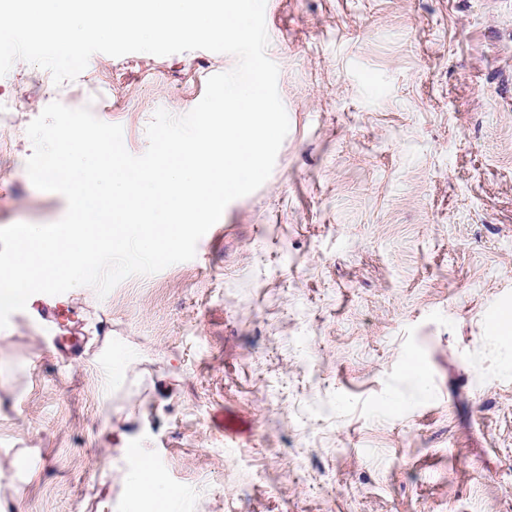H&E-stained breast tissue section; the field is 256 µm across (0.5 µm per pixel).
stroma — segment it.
I'll return each instance as SVG.
<instances>
[{"label": "stroma", "mask_w": 512, "mask_h": 512, "mask_svg": "<svg viewBox=\"0 0 512 512\" xmlns=\"http://www.w3.org/2000/svg\"><path fill=\"white\" fill-rule=\"evenodd\" d=\"M290 128L193 260L0 329V512H512V0H266ZM234 56L94 54L0 96V227L65 198L26 172L47 103L147 148ZM129 495L133 501L157 497L155 472L148 460H143L139 468L127 481Z\"/></svg>", "instance_id": "35a3bbf8"}]
</instances>
